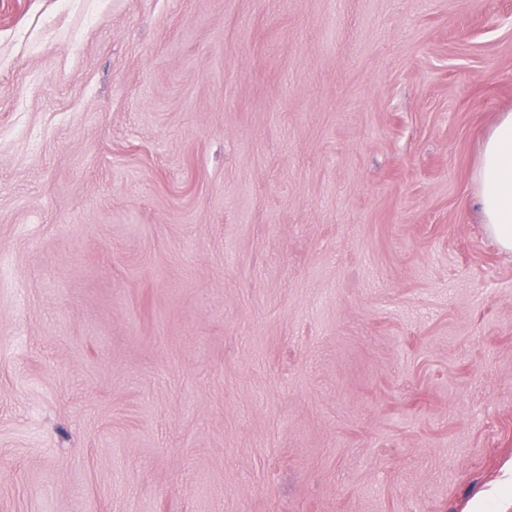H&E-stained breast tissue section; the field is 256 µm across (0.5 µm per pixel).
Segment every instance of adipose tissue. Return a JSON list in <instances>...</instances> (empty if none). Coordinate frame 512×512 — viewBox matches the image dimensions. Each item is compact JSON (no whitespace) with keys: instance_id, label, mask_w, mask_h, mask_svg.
<instances>
[{"instance_id":"adipose-tissue-1","label":"adipose tissue","mask_w":512,"mask_h":512,"mask_svg":"<svg viewBox=\"0 0 512 512\" xmlns=\"http://www.w3.org/2000/svg\"><path fill=\"white\" fill-rule=\"evenodd\" d=\"M483 224L512 253V113L501 115L486 137L475 173Z\"/></svg>"}]
</instances>
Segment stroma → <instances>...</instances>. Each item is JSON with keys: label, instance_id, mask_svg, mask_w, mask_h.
<instances>
[{"label": "stroma", "instance_id": "35a3bbf8", "mask_svg": "<svg viewBox=\"0 0 512 512\" xmlns=\"http://www.w3.org/2000/svg\"><path fill=\"white\" fill-rule=\"evenodd\" d=\"M0 0V512H512V0ZM483 224L512 253V113L501 115L486 137L475 173Z\"/></svg>", "mask_w": 512, "mask_h": 512}]
</instances>
